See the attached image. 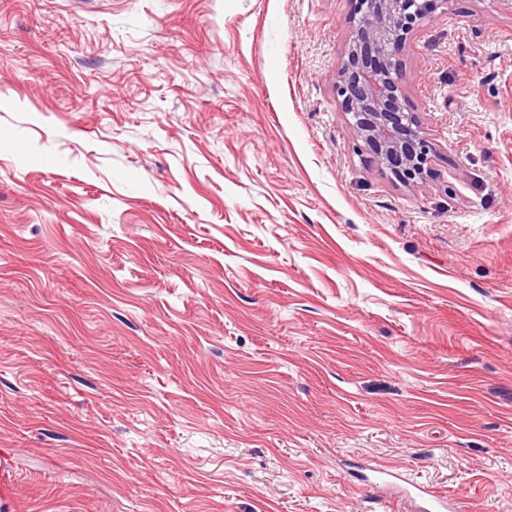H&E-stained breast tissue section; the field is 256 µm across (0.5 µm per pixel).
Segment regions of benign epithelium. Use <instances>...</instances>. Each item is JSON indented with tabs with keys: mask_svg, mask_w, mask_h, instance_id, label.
<instances>
[{
	"mask_svg": "<svg viewBox=\"0 0 512 512\" xmlns=\"http://www.w3.org/2000/svg\"><path fill=\"white\" fill-rule=\"evenodd\" d=\"M446 0H354L352 34L336 70L341 112L373 162L411 186L431 172L432 144L406 110L399 45L435 21Z\"/></svg>",
	"mask_w": 512,
	"mask_h": 512,
	"instance_id": "7a95c632",
	"label": "benign epithelium"
}]
</instances>
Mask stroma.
I'll use <instances>...</instances> for the list:
<instances>
[{
    "mask_svg": "<svg viewBox=\"0 0 512 512\" xmlns=\"http://www.w3.org/2000/svg\"><path fill=\"white\" fill-rule=\"evenodd\" d=\"M353 7L0 0V512H512V0L403 48L409 188ZM446 2L355 0L352 34L336 70V97L357 140L369 148L381 170L404 186L426 180L433 148L406 110L402 74L394 58L402 43L435 21L436 10ZM391 35L394 43L387 44ZM411 489L405 495L419 501L417 507L421 512H446L454 509L448 505L447 500L432 495L424 486L410 485Z\"/></svg>",
    "mask_w": 512,
    "mask_h": 512,
    "instance_id": "1",
    "label": "stroma"
}]
</instances>
